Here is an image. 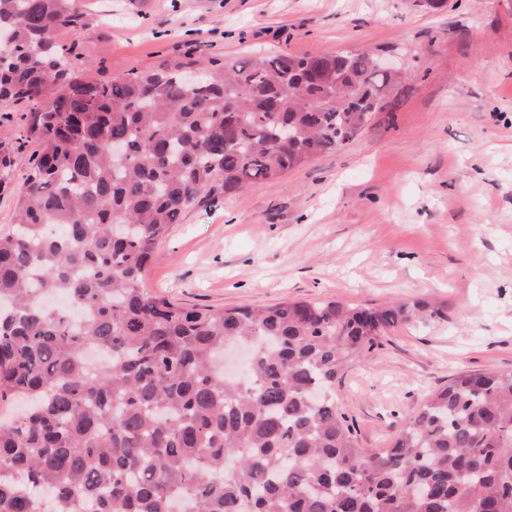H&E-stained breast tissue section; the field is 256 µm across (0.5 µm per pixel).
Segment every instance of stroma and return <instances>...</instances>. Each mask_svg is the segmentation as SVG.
I'll use <instances>...</instances> for the list:
<instances>
[{
  "label": "stroma",
  "mask_w": 512,
  "mask_h": 512,
  "mask_svg": "<svg viewBox=\"0 0 512 512\" xmlns=\"http://www.w3.org/2000/svg\"><path fill=\"white\" fill-rule=\"evenodd\" d=\"M59 28L91 79L194 55L379 50L407 79L346 146L188 209L145 286L214 310L426 303L350 361L336 402L377 451L456 373L512 370V0H76ZM0 106V231L36 140Z\"/></svg>",
  "instance_id": "stroma-1"
}]
</instances>
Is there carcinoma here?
Segmentation results:
<instances>
[{
	"mask_svg": "<svg viewBox=\"0 0 512 512\" xmlns=\"http://www.w3.org/2000/svg\"><path fill=\"white\" fill-rule=\"evenodd\" d=\"M74 2L0 0V104H28L40 144L0 233V512H512V371L456 375L377 453L336 405L344 363L413 309L211 310L143 285L189 208L349 143L398 80L280 52L84 81L56 35ZM231 345L252 349L233 382Z\"/></svg>",
	"mask_w": 512,
	"mask_h": 512,
	"instance_id": "obj_1",
	"label": "carcinoma"
}]
</instances>
